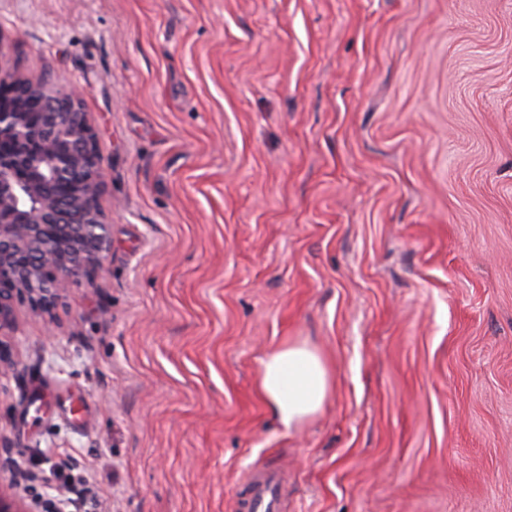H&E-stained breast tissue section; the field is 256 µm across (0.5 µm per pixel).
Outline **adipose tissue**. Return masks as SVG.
<instances>
[{"label":"adipose tissue","instance_id":"1","mask_svg":"<svg viewBox=\"0 0 512 512\" xmlns=\"http://www.w3.org/2000/svg\"><path fill=\"white\" fill-rule=\"evenodd\" d=\"M258 386L271 416L289 432L322 410L331 393L332 376L315 348L292 343L263 360Z\"/></svg>","mask_w":512,"mask_h":512}]
</instances>
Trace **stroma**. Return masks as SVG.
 I'll return each instance as SVG.
<instances>
[{
	"label": "stroma",
	"mask_w": 512,
	"mask_h": 512,
	"mask_svg": "<svg viewBox=\"0 0 512 512\" xmlns=\"http://www.w3.org/2000/svg\"><path fill=\"white\" fill-rule=\"evenodd\" d=\"M0 69L83 91L110 232L1 340L28 498L240 512L269 466L279 512H512V0H0ZM258 381L271 416L290 432L319 413L332 389L322 355L306 342L276 349L262 360Z\"/></svg>",
	"instance_id": "1"
}]
</instances>
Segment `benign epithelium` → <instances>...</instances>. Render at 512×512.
Returning a JSON list of instances; mask_svg holds the SVG:
<instances>
[{
  "instance_id": "1",
  "label": "benign epithelium",
  "mask_w": 512,
  "mask_h": 512,
  "mask_svg": "<svg viewBox=\"0 0 512 512\" xmlns=\"http://www.w3.org/2000/svg\"><path fill=\"white\" fill-rule=\"evenodd\" d=\"M7 80L21 100L36 104L39 120L23 108L0 109V143L12 145L0 150V333L14 326L19 305L49 316L70 288L92 282L109 238L98 132L82 91L62 95L48 78L0 72V83ZM73 170L85 173L79 192L61 198L48 191ZM41 479L0 437V512H37L20 488Z\"/></svg>"
}]
</instances>
